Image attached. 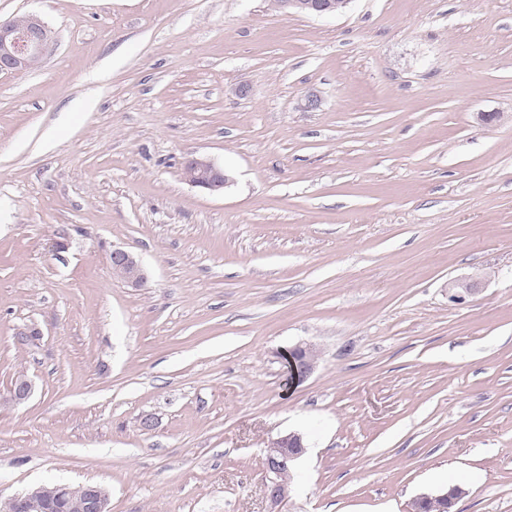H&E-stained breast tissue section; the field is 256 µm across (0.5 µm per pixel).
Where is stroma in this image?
Returning <instances> with one entry per match:
<instances>
[{
	"mask_svg": "<svg viewBox=\"0 0 512 512\" xmlns=\"http://www.w3.org/2000/svg\"><path fill=\"white\" fill-rule=\"evenodd\" d=\"M27 12L56 40L0 73V498L272 512L296 432L283 512H512V0H0ZM280 9L285 13H302L309 16L335 14V0H280ZM182 174L191 186L211 194L223 193L233 183L224 168L203 156H187L182 164ZM111 266L125 269V283L133 288H142L148 281V273L140 258L133 252L121 247H113L110 253ZM319 360V350L313 343H301L288 350V364L299 378L313 373ZM273 441L280 445L282 452L280 455L275 456L279 453L280 448H277L275 444L271 442L266 454L268 458L265 460L264 477L267 495L272 504L278 505L289 496L290 483H288V481L290 482L292 472L289 466L304 452L305 446L302 437L297 433L280 435ZM284 468H289L283 471V480L287 483L281 479L282 470ZM46 485L52 487L55 483ZM46 485L8 499L1 498L0 511L27 512V505L33 499L28 505V512H44V501L38 497L48 492ZM47 502L45 512H111L110 493L101 484H81L78 487L57 484L50 492ZM462 493V490L459 488H452L450 490L447 489L446 492L436 495L434 497L432 496H425L422 497L419 502L423 501H436V500H443L447 502H423L419 503L417 502L415 505V508L419 512H448V509H450L449 501L453 502L455 499H457L460 494ZM419 509V510H418Z\"/></svg>",
	"mask_w": 512,
	"mask_h": 512,
	"instance_id": "obj_1",
	"label": "stroma"
}]
</instances>
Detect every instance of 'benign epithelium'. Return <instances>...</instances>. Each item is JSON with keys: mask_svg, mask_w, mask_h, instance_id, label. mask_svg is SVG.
Here are the masks:
<instances>
[{"mask_svg": "<svg viewBox=\"0 0 512 512\" xmlns=\"http://www.w3.org/2000/svg\"><path fill=\"white\" fill-rule=\"evenodd\" d=\"M280 9L285 13H302L322 16L336 13V0H281ZM52 31L33 13L26 14L22 25L13 20L0 22V73L23 75L31 64L44 56L52 43ZM182 174L191 186L202 191L219 194L224 192L233 179L224 168L212 160L197 155L187 156L182 164ZM110 263L125 269V283L133 288H142L148 281V273L140 258L121 247L112 248ZM319 350L313 343H301L288 350V364L300 378L315 370ZM32 381L25 375L18 377L10 389L15 402L27 400L32 392ZM274 442L282 452L265 460V484L272 504L285 501L290 493V484L282 481V470L289 467L304 452L302 437L297 433L280 435ZM49 494L45 512H111L110 493L101 484H82L78 487L57 484L49 490L40 485L25 494L0 499V512H27L28 503Z\"/></svg>", "mask_w": 512, "mask_h": 512, "instance_id": "1", "label": "benign epithelium"}]
</instances>
